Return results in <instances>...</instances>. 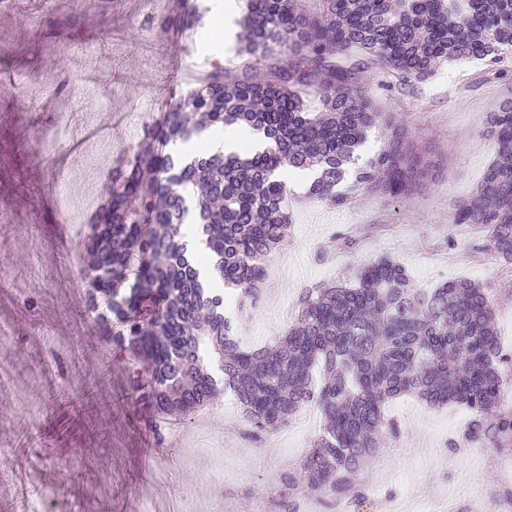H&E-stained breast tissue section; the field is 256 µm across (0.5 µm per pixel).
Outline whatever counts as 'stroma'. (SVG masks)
<instances>
[{
    "mask_svg": "<svg viewBox=\"0 0 512 512\" xmlns=\"http://www.w3.org/2000/svg\"><path fill=\"white\" fill-rule=\"evenodd\" d=\"M62 26L66 38L50 33ZM240 61L222 28L183 29L171 0H22L0 13V472L25 478L0 485V512H26L52 492V512H271L282 473L303 458L319 424H291L248 446L243 417L230 394H218L191 422L177 421L157 439L148 399L132 395L136 364L113 350L68 252L81 223L58 210L55 182L68 181L72 201L96 169L71 172L62 160L80 137L106 143L112 167L126 168L171 100L170 70L180 87L204 74L213 55ZM378 109L397 113L436 162L414 194L397 201L362 193L346 207L308 197L289 185L291 239L269 261L273 271L253 308L234 314L243 347L274 344L295 318L307 289L351 280L380 255L401 263L415 285L432 289L470 280L486 288L496 328L512 352V267L484 251L483 227L455 224L458 203L494 158L480 118L512 99V77L486 79L478 62L442 65L414 95L393 96L376 78L365 82ZM73 112L75 137L46 143V113ZM356 246L335 244L339 232ZM397 435L382 434L378 454L360 474V502L307 494L299 512H499L512 490V445L450 447L470 414L450 404L431 408L412 396L386 409Z\"/></svg>",
    "mask_w": 512,
    "mask_h": 512,
    "instance_id": "35a3bbf8",
    "label": "stroma"
}]
</instances>
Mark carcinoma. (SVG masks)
Returning a JSON list of instances; mask_svg holds the SVG:
<instances>
[{
  "label": "carcinoma",
  "mask_w": 512,
  "mask_h": 512,
  "mask_svg": "<svg viewBox=\"0 0 512 512\" xmlns=\"http://www.w3.org/2000/svg\"><path fill=\"white\" fill-rule=\"evenodd\" d=\"M240 43L239 65L217 63L173 98L134 164L102 188L81 279L112 348L138 356L132 391L162 416L189 418L216 397L211 365L219 362L256 445L303 407L317 408L323 430L281 475L287 493L274 512H297L299 490L359 497L377 434L397 432L384 407L407 393L466 407L464 439L501 447L512 438V354L500 345L483 286L458 280L423 291L383 255L352 284L306 291L286 335L253 351L240 348L224 315V289L238 292L242 310L256 304L269 257L288 243V188L275 175L283 165L318 169L309 196L336 206L362 191L402 199L416 189L430 165L411 129L375 107L363 77L377 73L405 94L448 61L509 75L512 0H246ZM235 123L263 132L270 146L226 156L168 150ZM482 124L494 159L452 223L483 226L484 248L511 265L512 101ZM375 128L385 131L383 146L360 164L356 151ZM190 214L202 256L185 242ZM204 262L222 287L201 280Z\"/></svg>",
  "instance_id": "cac0c4a2"
}]
</instances>
